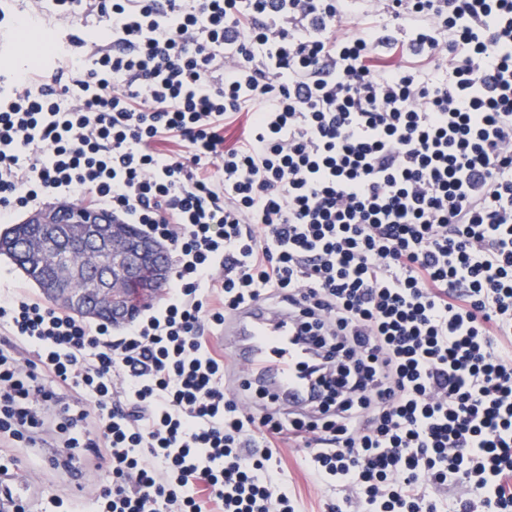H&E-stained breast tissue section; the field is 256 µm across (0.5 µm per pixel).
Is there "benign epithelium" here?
Returning a JSON list of instances; mask_svg holds the SVG:
<instances>
[{
  "label": "benign epithelium",
  "instance_id": "7a95c632",
  "mask_svg": "<svg viewBox=\"0 0 512 512\" xmlns=\"http://www.w3.org/2000/svg\"><path fill=\"white\" fill-rule=\"evenodd\" d=\"M61 212L62 207L54 206L23 220L41 228L21 247L24 259L51 271L39 287L56 307L74 315L100 319L114 328L129 325L153 306L168 285L172 273L168 247L136 226L94 209L83 211L81 224L61 223ZM59 238L82 246L86 266L106 267V273L81 293L69 288L79 269L52 247Z\"/></svg>",
  "mask_w": 512,
  "mask_h": 512
}]
</instances>
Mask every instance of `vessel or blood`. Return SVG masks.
<instances>
[{
    "label": "vessel or blood",
    "mask_w": 512,
    "mask_h": 512,
    "mask_svg": "<svg viewBox=\"0 0 512 512\" xmlns=\"http://www.w3.org/2000/svg\"><path fill=\"white\" fill-rule=\"evenodd\" d=\"M218 340L233 367L244 371L246 380L262 389L276 406L301 413L314 409L318 386L303 376L300 366L318 349L301 335L296 318L258 300L228 314ZM1 485L9 486L15 497L35 499L42 492L37 482L16 481L4 473L0 474Z\"/></svg>",
    "instance_id": "obj_1"
}]
</instances>
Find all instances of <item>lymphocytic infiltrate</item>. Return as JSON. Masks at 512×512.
I'll return each mask as SVG.
<instances>
[{
	"mask_svg": "<svg viewBox=\"0 0 512 512\" xmlns=\"http://www.w3.org/2000/svg\"><path fill=\"white\" fill-rule=\"evenodd\" d=\"M54 5L109 44L0 88V220L90 201L174 272L118 336L0 297L34 354L0 348V434L36 447L53 403L106 463L100 512H295L284 437L346 489L329 512H512V0ZM260 298L328 350L313 413L224 386L205 332Z\"/></svg>",
	"mask_w": 512,
	"mask_h": 512,
	"instance_id": "obj_1",
	"label": "lymphocytic infiltrate"
}]
</instances>
